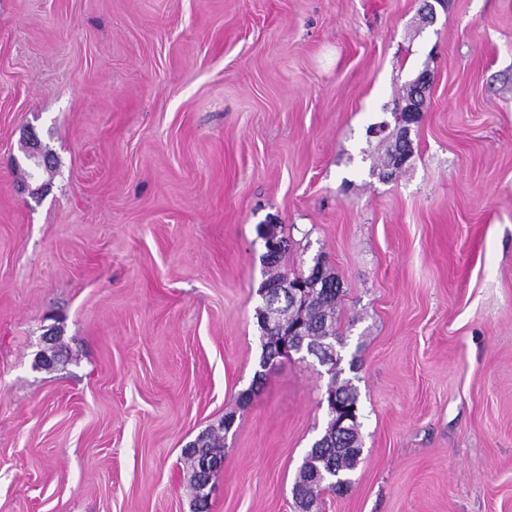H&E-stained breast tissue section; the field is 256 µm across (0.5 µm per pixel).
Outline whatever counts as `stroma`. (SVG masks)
Listing matches in <instances>:
<instances>
[{"instance_id": "1", "label": "stroma", "mask_w": 512, "mask_h": 512, "mask_svg": "<svg viewBox=\"0 0 512 512\" xmlns=\"http://www.w3.org/2000/svg\"><path fill=\"white\" fill-rule=\"evenodd\" d=\"M424 69L383 179L367 129ZM262 224L340 279L360 359L363 454L313 512H512V0H0V512H193L182 450L229 414L210 512H298L329 377L295 354L238 401Z\"/></svg>"}]
</instances>
